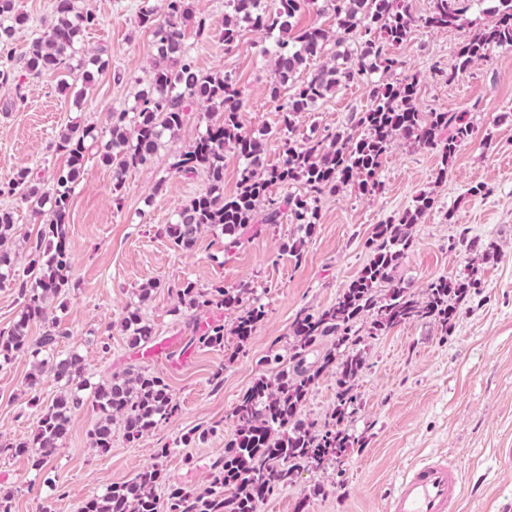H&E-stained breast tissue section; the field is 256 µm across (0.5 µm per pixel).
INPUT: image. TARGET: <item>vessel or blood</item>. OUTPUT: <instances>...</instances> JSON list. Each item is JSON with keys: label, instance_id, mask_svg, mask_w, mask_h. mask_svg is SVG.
I'll return each mask as SVG.
<instances>
[{"label": "vessel or blood", "instance_id": "obj_1", "mask_svg": "<svg viewBox=\"0 0 512 512\" xmlns=\"http://www.w3.org/2000/svg\"><path fill=\"white\" fill-rule=\"evenodd\" d=\"M461 471L447 459L430 457L413 465L387 497L385 512H458Z\"/></svg>", "mask_w": 512, "mask_h": 512}]
</instances>
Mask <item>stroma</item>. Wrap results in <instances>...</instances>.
Segmentation results:
<instances>
[{
  "mask_svg": "<svg viewBox=\"0 0 512 512\" xmlns=\"http://www.w3.org/2000/svg\"><path fill=\"white\" fill-rule=\"evenodd\" d=\"M53 3L18 0L27 21L0 42V59H11L16 81L15 87L0 89V183L22 168L47 178L64 167L67 157L55 146L58 133L71 125L104 127L109 112L133 104L156 64L151 34L139 26L137 15L150 8L165 17L166 0H75L77 9L100 18L97 27L80 34L77 52L106 49L108 68L91 82L74 81L66 91L60 74L31 75L25 53L51 18ZM189 4L194 17L209 25L203 38L193 26L185 28L197 67L223 73L242 91L246 130H266L265 161L279 163L280 112L268 95L272 71L260 56L274 34L243 30L237 46L225 51L224 0ZM486 4L484 12L469 8L458 28L416 31L398 53L404 75L418 81L419 110L468 111L477 139L489 140V152L465 146L445 162L434 150L394 139L382 160V190L370 196L349 189L323 197L301 257L285 250L300 235L294 224L247 225L229 255L218 228L206 230L187 251L159 234L160 225L171 223L206 186L204 176L172 171L178 154L203 131L202 119L191 117L175 137L165 138L150 162L129 170L118 197L112 194L111 168L89 150L69 206V285L60 305L50 310L65 333L58 351L80 354L95 383L132 366L148 369L164 378L179 411L133 443L114 429L112 447L103 455L89 446L97 415L80 412L51 463L34 470L28 457L5 447L34 431L38 411L28 405L31 395L51 400L61 384L47 373L36 392H29L32 359L17 356L0 368V490L10 493L12 512H78L92 493L152 465L164 446L170 449L162 461L167 483L190 489L208 485L236 428L233 407L267 372L264 357L275 352L288 358L296 316L333 305L367 263L365 242L374 226L398 219L422 193L435 204L412 225L414 243L401 256L395 280L419 294L439 277H471L480 282L479 292L464 298V313L449 334L428 320L366 339L361 346L365 368L356 383L359 404L347 422L352 446L343 465L300 470L294 483L270 496L259 512H295L303 491L316 485L322 493L309 512H384L387 495L408 467L428 457L448 458L461 469L460 512H512V50H493L449 84L430 73L435 63L453 67L457 48L491 21L496 0ZM19 92L27 98L22 107L14 104ZM369 104L366 83L343 84L299 117L294 138L304 143L349 128L353 115ZM480 182L487 194L470 195V187ZM1 209L11 212L18 227L11 249L18 266H25L40 224L19 198L0 197ZM463 234L468 246L452 248ZM491 240L497 251L488 256L484 245ZM187 280L200 288L249 286L266 317L245 345L230 335L221 350L189 348L193 327L218 321L229 329L236 314L224 309L175 313L174 290ZM150 281L157 287L140 301L138 290ZM136 306L160 344L154 352L132 346L112 326ZM335 407L336 377L326 372L304 402L302 416L320 426L330 421ZM201 425L213 427V435L183 444L184 435Z\"/></svg>",
  "mask_w": 512,
  "mask_h": 512,
  "instance_id": "obj_1",
  "label": "stroma"
}]
</instances>
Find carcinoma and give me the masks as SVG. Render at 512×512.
<instances>
[{"label": "carcinoma", "mask_w": 512, "mask_h": 512, "mask_svg": "<svg viewBox=\"0 0 512 512\" xmlns=\"http://www.w3.org/2000/svg\"><path fill=\"white\" fill-rule=\"evenodd\" d=\"M494 21L457 52L454 69L433 66L432 73L451 83L471 65L489 57L493 49L512 50V0H498ZM311 0H225L224 51H232L241 27L278 31L274 46L261 50L262 59L273 72L269 97L279 106L284 141V157L278 164H264L263 138L243 131L242 97L229 78L205 74L198 69L184 44L183 26L192 21L199 35L208 31L204 19H193L188 0H167V15L158 20L153 10L139 12L138 22L152 35L158 63L147 88L135 96L134 104L107 116L105 130L94 125L69 126L57 137V150L68 157L67 165L46 186L23 169L0 184V196H18L45 216L34 249L35 258L16 270L8 244L16 233L12 214L0 211V287L9 286L23 300L19 320L0 331V366L20 353L33 358L27 377L36 389L40 377L51 373L65 387L41 413L31 439L0 448V453L31 455L32 467L39 471L53 458L66 438L72 418L87 408L98 415L89 434L91 447L105 453L112 447V425L119 420L125 436L135 441L159 422L174 416L178 407L166 381L143 368L112 374L105 384L88 385L82 358L56 353L64 334L53 329L33 338L28 325L48 320V304L59 297L68 282L70 258L67 249V217L73 184L83 173L87 143L99 144L100 160L112 167V193L118 195L126 173L147 163L158 151L165 136L177 131L200 110L205 131L178 155L172 171L177 175L206 177V188L176 213L175 222L163 224L159 233L182 250L192 249L206 227L224 230V251L240 243L239 231L248 224H298L305 238L288 246L300 258L305 239L311 237L317 220L316 203L348 187L372 194L379 189L382 158L397 137L415 145L438 150L443 162L451 160L474 141V128L464 112H421L416 106L417 82L406 77L388 82L385 77L404 67L397 49L416 28L458 27L466 8L463 0H432L423 15L412 12L409 0H323L325 10L336 22V35L316 24L298 26L296 17ZM26 22L17 0H0V41L10 39L15 27ZM98 23L97 15L76 9L74 0H56L52 21L43 34L31 41L26 51V67L35 75L67 68L82 30ZM355 43L352 50L341 47ZM336 50L329 51L328 45ZM324 58L301 79L296 74L312 58ZM369 107L358 113L359 132L338 130L322 139L297 147L292 141L296 123L304 112L312 111L340 84L357 77L370 78ZM233 151L245 168L236 194L224 195V152ZM274 186L290 189L280 198L271 194ZM434 204L426 194L416 197L414 209L398 219L377 224L366 241L370 260L360 274L336 298V302L314 313H303L291 325L292 344L286 369L260 377L237 401L232 411L235 433L224 445L210 486L187 491L165 486L161 460L169 449L159 448L158 462L122 484H112L89 496L80 512H258L259 504L294 482L298 468L321 469L331 459H339L350 447L342 422L357 401L354 385L365 362L358 352L341 358L336 347H356L361 338L357 324L366 314L374 320L371 334L385 332L407 323L432 320L443 335L455 326L459 304L471 289L472 279L439 277L428 283L423 297L392 281V271L412 244L411 225ZM176 293L180 305L190 311L210 308L239 310L230 334L238 344L246 342L265 319V308L257 301L244 307L251 289L216 286L203 291L192 281L183 282ZM122 331L132 336V344L156 347L154 329L139 311L124 313L118 321ZM334 347L315 362L307 356L326 338ZM224 324L215 321L195 331L191 344L199 349L224 348ZM336 374V420L316 428L301 417V409L320 376Z\"/></svg>", "instance_id": "1"}]
</instances>
